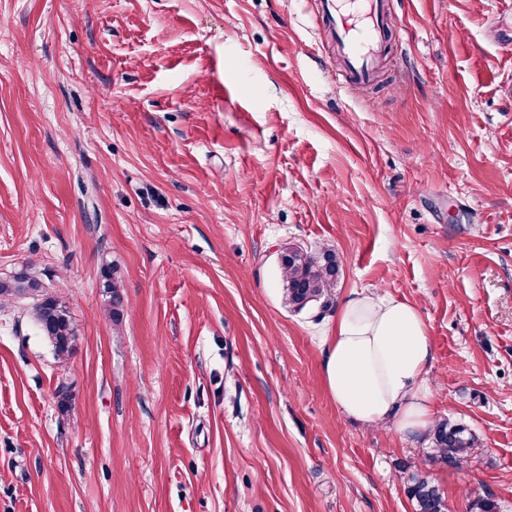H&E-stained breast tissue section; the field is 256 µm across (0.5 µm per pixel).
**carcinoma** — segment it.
Segmentation results:
<instances>
[{
    "mask_svg": "<svg viewBox=\"0 0 512 512\" xmlns=\"http://www.w3.org/2000/svg\"><path fill=\"white\" fill-rule=\"evenodd\" d=\"M279 260L283 294L291 307L297 311L316 304L323 311L330 308L340 268L334 249L322 247L312 251L292 244L281 249ZM39 287L37 280L26 276L0 281V300ZM104 288L110 294L108 316L117 323L123 315L124 298L119 285L107 272L104 273ZM32 317L38 333L51 343L57 359H69L73 354L75 333L66 306L52 296L39 299ZM433 443L440 461L456 467L468 462L477 448L476 438L466 426L446 421L434 428ZM408 494L416 503V512H448V504L439 488L418 471L408 475Z\"/></svg>",
    "mask_w": 512,
    "mask_h": 512,
    "instance_id": "1",
    "label": "carcinoma"
}]
</instances>
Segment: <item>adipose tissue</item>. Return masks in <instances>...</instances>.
<instances>
[{"label":"adipose tissue","mask_w":512,"mask_h":512,"mask_svg":"<svg viewBox=\"0 0 512 512\" xmlns=\"http://www.w3.org/2000/svg\"><path fill=\"white\" fill-rule=\"evenodd\" d=\"M322 342L324 378L343 416L370 426L390 421L405 436L432 426V344L415 303L375 290L351 291Z\"/></svg>","instance_id":"adipose-tissue-1"}]
</instances>
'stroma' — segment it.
<instances>
[{
    "label": "stroma",
    "mask_w": 512,
    "mask_h": 512,
    "mask_svg": "<svg viewBox=\"0 0 512 512\" xmlns=\"http://www.w3.org/2000/svg\"><path fill=\"white\" fill-rule=\"evenodd\" d=\"M317 4L0 0V279L76 329L0 306V512H414L410 465L512 512V0H390L371 86ZM287 243L418 305L468 464L341 415ZM104 288L110 294V305L108 308V316L113 322H119L124 310V298L120 292V286L111 278L108 272L104 273ZM38 299L33 307V322L38 333L52 345L55 356L61 361L73 354L75 333L72 320L65 305L53 296Z\"/></svg>",
    "instance_id": "35a3bbf8"
}]
</instances>
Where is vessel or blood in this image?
<instances>
[{"label":"vessel or blood","mask_w":512,"mask_h":512,"mask_svg":"<svg viewBox=\"0 0 512 512\" xmlns=\"http://www.w3.org/2000/svg\"><path fill=\"white\" fill-rule=\"evenodd\" d=\"M388 0H322V12L336 33L346 73L356 82L375 76L388 23Z\"/></svg>","instance_id":"1"}]
</instances>
